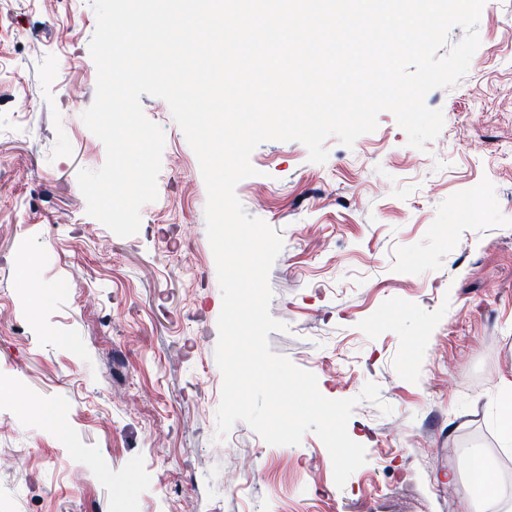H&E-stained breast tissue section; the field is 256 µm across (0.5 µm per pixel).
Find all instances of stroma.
Segmentation results:
<instances>
[{"label":"stroma","mask_w":512,"mask_h":512,"mask_svg":"<svg viewBox=\"0 0 512 512\" xmlns=\"http://www.w3.org/2000/svg\"><path fill=\"white\" fill-rule=\"evenodd\" d=\"M91 2L0 0V457L23 458L0 470V512H454L469 488L446 474L476 451L512 501L493 410L512 380V0L483 7L467 73L427 94L444 123L423 148L385 110L352 146L328 137L322 164L261 143L235 189L283 239L272 352L359 399L347 432L366 462L341 488L315 433L271 446L239 421L215 439L222 293L165 100L140 97L165 144L138 233L88 215L77 172L106 159L81 119ZM369 382L379 402L360 400ZM253 468L264 479L231 490Z\"/></svg>","instance_id":"35a3bbf8"}]
</instances>
